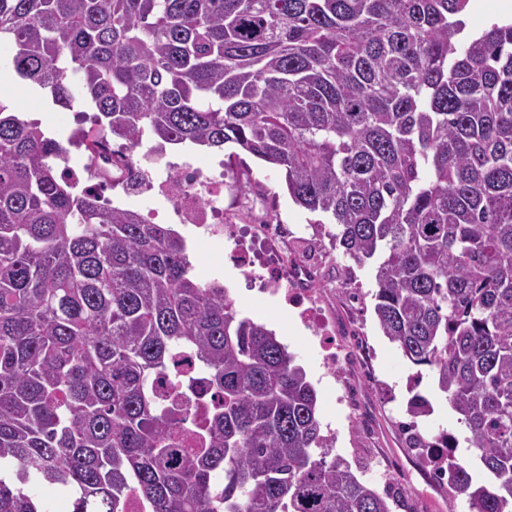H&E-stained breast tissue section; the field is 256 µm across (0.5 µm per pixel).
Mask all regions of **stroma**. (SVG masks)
Here are the masks:
<instances>
[{
    "instance_id": "35a3bbf8",
    "label": "stroma",
    "mask_w": 512,
    "mask_h": 512,
    "mask_svg": "<svg viewBox=\"0 0 512 512\" xmlns=\"http://www.w3.org/2000/svg\"><path fill=\"white\" fill-rule=\"evenodd\" d=\"M12 87V109L27 119L39 116L43 130L59 133L64 122L73 121V112L59 111L41 91L17 81ZM184 158L196 159L204 165L223 162L225 170L247 183L249 191L263 193L262 206L237 218L239 231L248 230L257 218L262 217L271 224L288 225L310 239L312 247L325 258L317 282L323 296L335 298L337 306L341 307L345 304L347 290L356 289L358 298L353 316L362 330L364 356L360 363L352 362L331 371L323 363L311 329L281 307L277 298L248 291L241 271L228 261L226 247L199 239L189 227L179 229L187 243L194 275L202 281L223 283L242 316L272 330L294 354L297 364L304 368L318 393L322 433L331 436L333 455L345 459L353 472L374 485L379 484L380 478L371 470V462L381 458L397 462L406 477L409 494L419 502V512H470L467 500H452L447 494L431 489L428 475L418 468L401 431L402 423L411 419L407 412V389L412 376L417 374L421 377L418 390L429 399L433 408L430 415L416 420L420 432L430 436L448 431L458 442L456 457L468 465L477 481H484L485 474L465 442L467 433L457 423L444 394L438 390L433 372L427 369L416 371L397 347L383 336L374 314L377 291L374 261L361 265L351 263L341 248L332 242L335 225L328 218L295 205L278 168L246 153L235 154L229 144L220 151L190 143L169 144L153 163L160 166ZM356 375L362 378L361 410L353 414L341 396L345 384Z\"/></svg>"
}]
</instances>
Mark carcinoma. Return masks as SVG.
<instances>
[{
	"label": "carcinoma",
	"instance_id": "obj_1",
	"mask_svg": "<svg viewBox=\"0 0 512 512\" xmlns=\"http://www.w3.org/2000/svg\"><path fill=\"white\" fill-rule=\"evenodd\" d=\"M469 0H0L14 75L94 110L88 155L231 143L378 260L374 312L435 374L489 480L448 451L474 512H512V20ZM62 138L0 100V512H391L330 456L317 393L175 230L78 191ZM199 370L201 421L170 403ZM431 411L419 392L417 418ZM195 447H180V434ZM501 5L499 7V0H474L470 1L469 4L474 2L480 3V8L476 11H472L471 7L468 6V10L464 15V21L466 23V32L468 33H480L482 30L486 29L488 25L498 19H511L509 16H502L503 14L500 11L508 13H512V0H502ZM38 495L45 501L51 512H70L71 503L67 496L62 494L55 486L41 485L37 489Z\"/></svg>",
	"mask_w": 512,
	"mask_h": 512
}]
</instances>
